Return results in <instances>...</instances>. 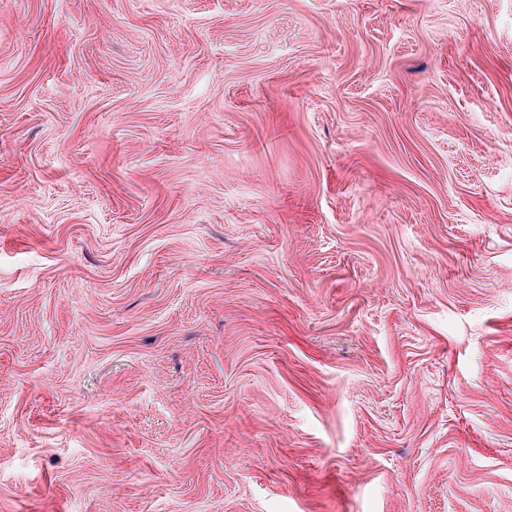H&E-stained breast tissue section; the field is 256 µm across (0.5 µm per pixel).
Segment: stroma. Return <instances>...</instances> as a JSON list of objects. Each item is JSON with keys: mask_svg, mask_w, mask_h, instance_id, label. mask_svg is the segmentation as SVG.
Returning <instances> with one entry per match:
<instances>
[{"mask_svg": "<svg viewBox=\"0 0 512 512\" xmlns=\"http://www.w3.org/2000/svg\"><path fill=\"white\" fill-rule=\"evenodd\" d=\"M0 512H512V0H0Z\"/></svg>", "mask_w": 512, "mask_h": 512, "instance_id": "stroma-1", "label": "stroma"}]
</instances>
